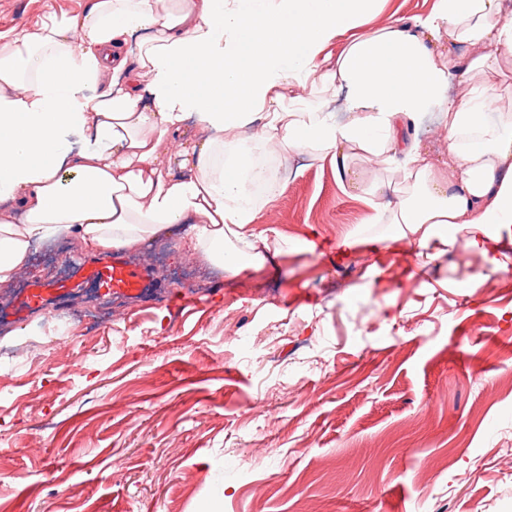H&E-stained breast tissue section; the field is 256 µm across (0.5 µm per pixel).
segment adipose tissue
<instances>
[{"label": "adipose tissue", "instance_id": "ef3b65f1", "mask_svg": "<svg viewBox=\"0 0 512 512\" xmlns=\"http://www.w3.org/2000/svg\"><path fill=\"white\" fill-rule=\"evenodd\" d=\"M376 2L87 0L0 36V284L59 237L136 250L178 225L225 271L260 268L238 135L254 124L281 151L330 163L365 223L395 225V240L512 231V90L498 89L512 75V0H437L364 30ZM424 112L448 132V167L405 134ZM355 155L399 169L403 195L385 200Z\"/></svg>", "mask_w": 512, "mask_h": 512}]
</instances>
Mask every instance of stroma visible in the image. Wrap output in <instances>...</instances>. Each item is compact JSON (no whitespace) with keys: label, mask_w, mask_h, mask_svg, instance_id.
I'll return each instance as SVG.
<instances>
[{"label":"stroma","mask_w":512,"mask_h":512,"mask_svg":"<svg viewBox=\"0 0 512 512\" xmlns=\"http://www.w3.org/2000/svg\"><path fill=\"white\" fill-rule=\"evenodd\" d=\"M85 0H0V33ZM269 158L261 271L214 276L178 230L117 257L135 299L82 282L61 238L0 288V512H512V236L397 248L330 164ZM42 349L30 358L26 340ZM72 288H75V285L68 282H57L49 285L48 288L39 284L32 285L21 297L18 303V312L23 314L26 311L41 308L46 303L45 295L48 292L60 295L69 292Z\"/></svg>","instance_id":"1"}]
</instances>
